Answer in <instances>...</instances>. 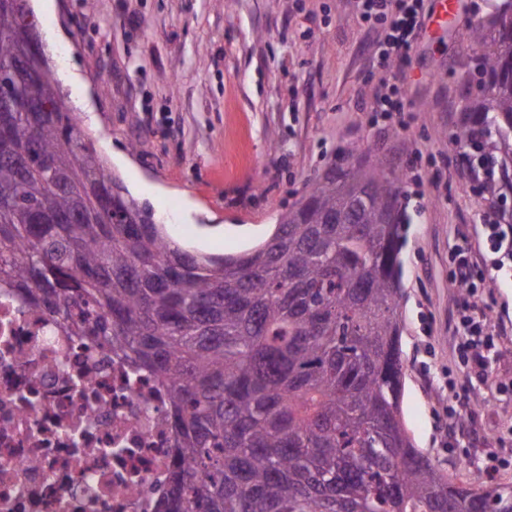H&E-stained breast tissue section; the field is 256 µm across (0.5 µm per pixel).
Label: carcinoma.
Here are the masks:
<instances>
[{
  "mask_svg": "<svg viewBox=\"0 0 512 512\" xmlns=\"http://www.w3.org/2000/svg\"><path fill=\"white\" fill-rule=\"evenodd\" d=\"M0 0V289L168 397L160 512H512L446 476L401 419V176L348 152L238 254L182 248L107 169ZM481 98L455 141L481 196L512 192V0L466 31Z\"/></svg>",
  "mask_w": 512,
  "mask_h": 512,
  "instance_id": "carcinoma-1",
  "label": "carcinoma"
}]
</instances>
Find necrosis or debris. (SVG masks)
Returning <instances> with one entry per match:
<instances>
[{"instance_id":"4bbe7bcc","label":"necrosis or debris","mask_w":512,"mask_h":512,"mask_svg":"<svg viewBox=\"0 0 512 512\" xmlns=\"http://www.w3.org/2000/svg\"><path fill=\"white\" fill-rule=\"evenodd\" d=\"M166 395L0 289V512H157Z\"/></svg>"}]
</instances>
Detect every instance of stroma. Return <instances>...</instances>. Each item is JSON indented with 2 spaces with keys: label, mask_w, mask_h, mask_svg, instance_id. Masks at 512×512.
I'll use <instances>...</instances> for the list:
<instances>
[{
  "label": "stroma",
  "mask_w": 512,
  "mask_h": 512,
  "mask_svg": "<svg viewBox=\"0 0 512 512\" xmlns=\"http://www.w3.org/2000/svg\"><path fill=\"white\" fill-rule=\"evenodd\" d=\"M390 73L404 115L370 123L380 91L345 0H30L82 126L131 196L202 253L254 248L348 150L405 174L401 251L402 417L416 448L472 485L512 486V283L477 278L494 326L488 378L458 347L453 248L489 211L452 140L474 79L460 31L488 18L462 0ZM470 396L455 423L449 388Z\"/></svg>",
  "instance_id": "obj_1"
}]
</instances>
